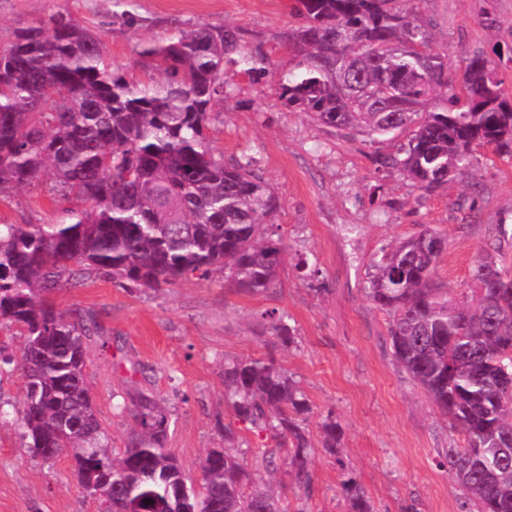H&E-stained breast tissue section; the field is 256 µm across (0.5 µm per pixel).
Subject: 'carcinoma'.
<instances>
[{
  "mask_svg": "<svg viewBox=\"0 0 512 512\" xmlns=\"http://www.w3.org/2000/svg\"><path fill=\"white\" fill-rule=\"evenodd\" d=\"M403 0H298L301 23L288 35L295 68L279 97L318 125L364 142L403 139L377 151L379 172L400 171L432 193L463 177L473 146L512 157V94L484 52L467 59L459 88L429 48L431 23H416ZM230 26L182 30L147 42L141 55L161 75L143 84L104 59L102 33L68 13L19 30L0 48V195L49 181V192L83 206L55 224H0V325L23 336L20 417L31 455L71 452L80 487L103 512H283L271 485L274 451L249 469L238 436L202 461V483H186L166 452L169 413L136 389L117 405L134 423L124 450L108 445L85 367L89 329L56 312L49 296L66 263L136 288L207 280L216 271L239 292L273 288L284 246L269 231L279 200L245 157L224 162L207 130L224 101V68L263 72L267 57L245 53ZM501 224L472 270L471 297L439 288L435 269L447 241L425 229L381 250L364 292L392 315V357L459 431L464 445L437 467L462 486L476 512H512V271L501 266ZM289 348L291 327L265 312ZM224 391L237 419L270 431L298 486L309 487V443L298 417L309 411L299 386L272 360L224 361ZM341 429L322 423L336 453ZM350 512H373L355 482Z\"/></svg>",
  "mask_w": 512,
  "mask_h": 512,
  "instance_id": "carcinoma-1",
  "label": "carcinoma"
}]
</instances>
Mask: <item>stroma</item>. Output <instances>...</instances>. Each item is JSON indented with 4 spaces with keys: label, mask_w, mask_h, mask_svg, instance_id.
Here are the masks:
<instances>
[{
    "label": "stroma",
    "mask_w": 512,
    "mask_h": 512,
    "mask_svg": "<svg viewBox=\"0 0 512 512\" xmlns=\"http://www.w3.org/2000/svg\"><path fill=\"white\" fill-rule=\"evenodd\" d=\"M294 0H0V47L15 33L60 11L104 33L106 59L127 78L156 79L140 45L199 26L244 30L246 51L270 61L264 73L230 68L229 94L215 107L209 137L225 160L255 157L280 209L272 226L285 248L275 286L248 295L207 281H180L161 290L126 288L89 276L68 263L51 296L57 312L83 319L91 330L86 366L99 422L113 452L132 428L117 410L131 385L154 394L171 417L168 449L189 484L201 481L200 462L220 448L219 425L233 426L246 449H274L276 439L238 421L224 396V362L275 357L304 393L310 411L312 482L285 485L278 495L287 512H350L343 490L354 480L375 512H462L466 496L435 459L462 445L461 434L428 402L393 361L389 314L368 301L363 283L382 247L424 228L447 238L436 280L448 291L468 288L488 225L506 236L499 259L512 267V160L492 148L475 149L464 178L433 193L413 187L400 172L375 171L373 144L313 123L288 108L278 80L293 65L287 34L299 23ZM413 16L430 22L433 51L457 78L475 50L512 45V0H408ZM75 202L52 195L39 181L0 197V222L52 224ZM308 267H301V260ZM278 310L294 328L296 344L275 348L261 314ZM140 373H132V365ZM25 379L0 367V399L12 408L0 423V512H99L77 484L67 455L45 463L22 437L19 410ZM333 417L341 448L329 455L321 424Z\"/></svg>",
    "instance_id": "35a3bbf8"
}]
</instances>
